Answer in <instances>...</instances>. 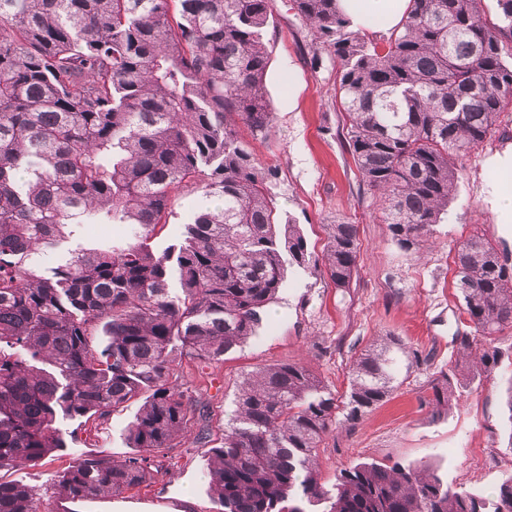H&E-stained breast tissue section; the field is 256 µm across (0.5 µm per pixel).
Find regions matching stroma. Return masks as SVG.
Wrapping results in <instances>:
<instances>
[{
    "mask_svg": "<svg viewBox=\"0 0 512 512\" xmlns=\"http://www.w3.org/2000/svg\"><path fill=\"white\" fill-rule=\"evenodd\" d=\"M266 89L275 114L266 140L253 142L257 161L273 168L271 188L282 220L299 225L314 263L290 269L256 336L218 362L185 357L172 384L205 411L179 432L172 447L154 457L158 472L119 496L72 500L53 496L51 479L74 462L98 456H132L125 433L140 401L116 411L64 422L67 446L36 464L0 472V480L27 485L42 512H218L208 486L207 458L224 435L241 381L277 363L306 365L332 391L348 387L351 359L377 339L401 337L426 364L412 369L391 399L356 425L336 426L321 444L323 476L362 460L432 464L460 490L492 493L512 474V412L506 406L512 357L482 386L463 392L456 408L433 417L421 400L441 370L458 358L454 338L469 323L455 289L454 245L483 231L512 254V223H498L489 203L490 158L512 150V112L496 135L459 156L458 191L435 227L431 245L400 250L362 184L346 142V120L336 95V71L312 41L309 29L277 5L267 33ZM356 224L360 249L349 287L326 273L328 226ZM206 432L207 442L197 440Z\"/></svg>",
    "mask_w": 512,
    "mask_h": 512,
    "instance_id": "stroma-1",
    "label": "stroma"
}]
</instances>
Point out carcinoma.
Wrapping results in <instances>:
<instances>
[{"instance_id":"obj_1","label":"carcinoma","mask_w":512,"mask_h":512,"mask_svg":"<svg viewBox=\"0 0 512 512\" xmlns=\"http://www.w3.org/2000/svg\"><path fill=\"white\" fill-rule=\"evenodd\" d=\"M336 64L348 151L391 239L429 244L458 182L455 158L512 112V0H410L399 29H351L336 0H289ZM276 0H0V471L66 447L64 419L141 396L126 430L138 453L88 458L50 482L71 499L118 496L151 473L197 408L171 386L178 358L221 360L257 334L307 241L276 212L274 170L250 142L274 122L265 88ZM199 194L181 241L157 251L175 198ZM88 224L119 236L88 238ZM357 226L330 225L327 272L347 288ZM472 332L431 382L435 415L499 368L512 273L479 231L455 247ZM93 336L104 337L97 346ZM421 364L384 336L353 358L338 397L282 363L239 385L211 449L219 512H512V475L488 495L421 465L360 461L324 481L323 437L355 425ZM0 512H40L0 481Z\"/></svg>"}]
</instances>
